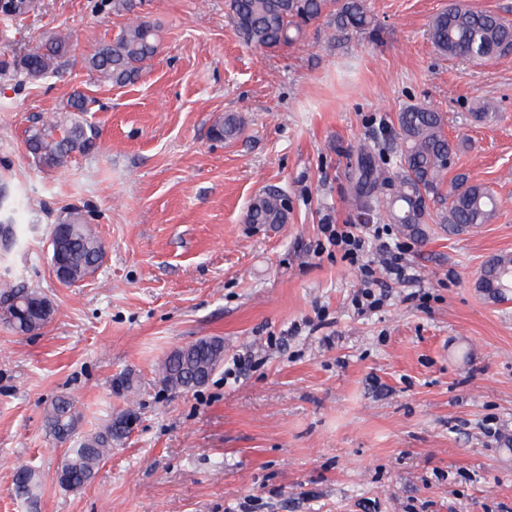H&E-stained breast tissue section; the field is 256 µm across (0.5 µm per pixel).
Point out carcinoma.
I'll return each mask as SVG.
<instances>
[{
	"instance_id": "carcinoma-1",
	"label": "carcinoma",
	"mask_w": 512,
	"mask_h": 512,
	"mask_svg": "<svg viewBox=\"0 0 512 512\" xmlns=\"http://www.w3.org/2000/svg\"><path fill=\"white\" fill-rule=\"evenodd\" d=\"M116 16L130 15L137 0H104ZM228 15L238 37L247 45L275 51L301 40L306 29L324 25L335 33L364 32L374 25L365 0H228ZM429 39L442 56L483 61L512 49V22L491 11L477 10L462 0H452L429 24ZM70 49L66 35L54 34L37 49L11 58L0 51V75L38 80L59 72L61 59ZM159 39L154 24L139 20L125 26L114 38L101 42L85 58L86 67L104 81L125 85L135 82L144 66L157 53ZM92 100L77 91L66 104L69 112L35 129L27 138L36 162L48 169L62 166L73 153H83L94 134L82 115L91 111ZM448 118L433 105L416 103L397 115V150L388 164L376 162L371 148L359 143L353 150L355 164L351 179L356 185L353 206L357 217L368 221L382 209L388 223L408 236L423 234L430 218L429 201L440 193L452 164L455 145L445 131ZM241 130L233 113L212 125L217 140H233ZM382 188L385 198L378 196ZM501 202L487 187L469 184L463 177L448 187V213L440 223L448 230L462 231L488 224L496 217ZM286 195L268 190L253 199L248 208L250 224H283L287 221ZM58 222L67 228L51 239L53 273L67 286L95 275L103 264L105 250L93 232L85 213L66 208ZM478 286L494 299L512 292V256L495 254L484 262ZM50 300L34 288L0 290V322L19 334L34 333L52 319ZM224 361L221 338H201L173 350L158 366L163 385L183 392L204 386ZM80 421L73 397L62 394L45 406V423L53 439L66 444L76 435ZM130 415L121 413L102 428L83 436L77 446L63 455L59 469L67 476L60 485L79 490L94 477L100 464L112 454L113 445L131 430ZM39 475L30 466L14 475L16 497L35 501Z\"/></svg>"
}]
</instances>
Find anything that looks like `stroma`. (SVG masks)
<instances>
[{"label":"stroma","mask_w":512,"mask_h":512,"mask_svg":"<svg viewBox=\"0 0 512 512\" xmlns=\"http://www.w3.org/2000/svg\"><path fill=\"white\" fill-rule=\"evenodd\" d=\"M449 0H367L373 29L325 27L275 52L245 45L226 0H142L160 50L137 82L107 84L84 58L129 24L99 0H39L0 19V49L54 32L59 75L0 76V288L54 305L42 330L0 324V512H29L14 472L40 476L36 512H512V295L478 288L488 256L512 255V52L485 62L435 51L427 29ZM80 91L95 105L93 148L38 165L29 130ZM428 102L459 150L448 178L493 191L496 218L462 233L435 217L410 259L419 278L360 311L353 268L316 253L325 220L353 223L348 155L395 137L397 114ZM490 103L487 118L474 117ZM237 114L241 135L210 136ZM288 196L284 224H250L264 190ZM89 210L105 245L94 279L60 284L49 239L61 211ZM427 301H420V294ZM224 340L237 378L166 391L173 349ZM131 376L134 392L120 384ZM75 397L79 432L132 411V429L77 491L60 486L62 445L44 407Z\"/></svg>","instance_id":"1"}]
</instances>
